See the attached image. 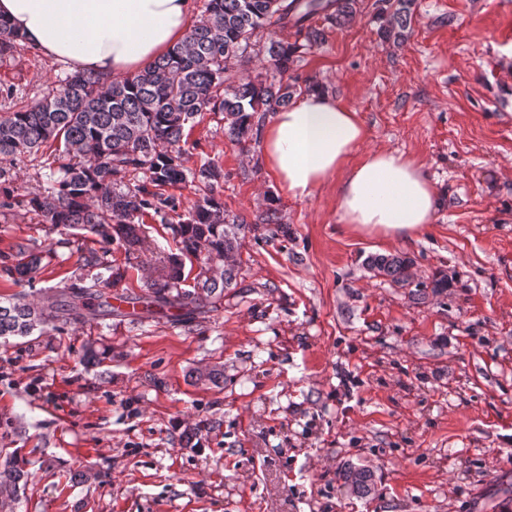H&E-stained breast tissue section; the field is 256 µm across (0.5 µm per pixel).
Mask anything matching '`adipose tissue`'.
<instances>
[{"label": "adipose tissue", "instance_id": "obj_1", "mask_svg": "<svg viewBox=\"0 0 512 512\" xmlns=\"http://www.w3.org/2000/svg\"><path fill=\"white\" fill-rule=\"evenodd\" d=\"M0 19L46 57L116 79L181 43L193 23L189 0H0ZM365 136L358 112L316 90L275 113L263 153L289 196L307 197L343 174L337 192L343 223L409 240L430 222L436 192L423 165L404 153L382 148L352 161Z\"/></svg>", "mask_w": 512, "mask_h": 512}]
</instances>
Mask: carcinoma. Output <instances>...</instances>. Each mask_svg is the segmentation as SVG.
Instances as JSON below:
<instances>
[{"instance_id":"cac0c4a2","label":"carcinoma","mask_w":512,"mask_h":512,"mask_svg":"<svg viewBox=\"0 0 512 512\" xmlns=\"http://www.w3.org/2000/svg\"><path fill=\"white\" fill-rule=\"evenodd\" d=\"M353 0H204L199 23L184 41L143 70L115 80L78 71L59 79L33 105L0 113V161L8 164L30 158L44 147H55L60 165L50 170L46 194L29 198L30 210L43 214L61 230L78 229L107 246L119 243L129 250H146L141 224L146 216L167 221L179 238V252L159 258L161 272L146 292L132 298L143 315H165L183 321L211 312L224 297V289L239 273L241 234L256 230L252 224L229 223L224 202L215 186L224 181V169L207 160L196 169L184 166V129L204 112H222L224 133L241 145L253 140L254 114L274 112L289 104L293 86L270 81L259 73L238 78L240 64L257 46V36L272 26L296 28L305 47L316 38L311 18L322 12L342 26L353 19ZM394 7L384 37H405L411 3L384 0ZM24 37L0 20V58L16 50ZM272 36L262 45L268 66L288 72L292 56L303 47ZM143 180L131 183V175ZM188 181L204 185L207 192L187 207L167 193V188ZM19 260L0 259V273L17 282H30L43 256L24 243L15 245ZM108 250H90L80 265L85 273L70 284L66 296L42 305L22 295L0 299V337L29 336L38 330H57L71 320L127 316L112 306V271ZM211 261L216 271L188 279L186 261ZM412 261L395 254L371 255L366 267L374 275L405 285ZM340 479L354 493L369 497L375 483L369 471L350 467ZM28 473L23 463L9 458L0 464V506L15 502Z\"/></svg>"}]
</instances>
